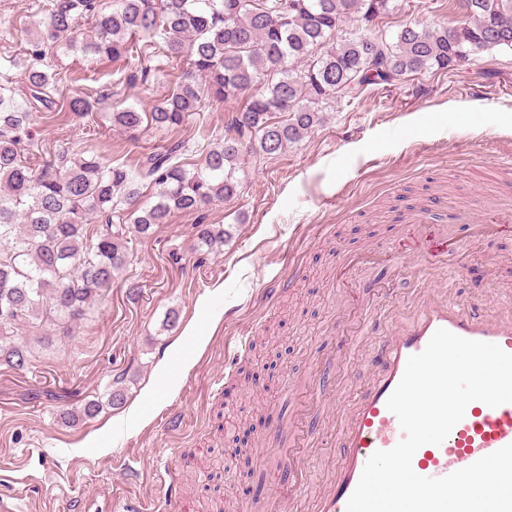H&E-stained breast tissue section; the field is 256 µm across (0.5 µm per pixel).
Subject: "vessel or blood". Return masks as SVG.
I'll list each match as a JSON object with an SVG mask.
<instances>
[{
	"label": "vessel or blood",
	"instance_id": "vessel-or-blood-1",
	"mask_svg": "<svg viewBox=\"0 0 512 512\" xmlns=\"http://www.w3.org/2000/svg\"><path fill=\"white\" fill-rule=\"evenodd\" d=\"M496 305V312L490 313L482 304L466 303L432 289L417 298L407 323L394 326L388 335L370 339L365 359L373 376L367 390L353 401L339 432L336 478L319 495L316 512H346L369 457L375 451L392 449L403 438L387 400L400 382L408 358L421 353L437 329L494 343L512 353V293L497 296ZM509 444L512 403L491 407L475 401L441 445L427 444L416 451L412 467L418 475L439 478ZM158 496L164 512H184L185 496L175 482L161 481Z\"/></svg>",
	"mask_w": 512,
	"mask_h": 512
}]
</instances>
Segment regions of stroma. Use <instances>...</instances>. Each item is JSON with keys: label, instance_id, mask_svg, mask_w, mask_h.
<instances>
[{"label": "stroma", "instance_id": "1", "mask_svg": "<svg viewBox=\"0 0 512 512\" xmlns=\"http://www.w3.org/2000/svg\"><path fill=\"white\" fill-rule=\"evenodd\" d=\"M49 0H0V58L22 54ZM463 0H398L378 28L387 37L409 23L456 26ZM53 69L79 77L95 109L150 110L173 78L152 76L157 57L137 66L147 81L126 83V59L87 58L58 48ZM233 103L204 105L184 130L199 162L224 137ZM79 120L60 110L42 120L27 155L39 167L67 147ZM168 133L128 135L99 126L89 150L118 163L165 145ZM512 52L485 53L447 73L420 74L373 86L353 102L328 106L324 122L271 158H246L240 193L204 215L178 214L153 234L133 236L125 270L95 304L93 318L71 334L56 326L19 333L31 346L28 369L0 365V476L9 477L21 512H71L91 500L95 512H122L153 494L154 474L180 482L188 512H209L221 496L260 499L265 512H313L335 464L343 411L365 391L368 338L392 328L389 311L420 288L453 285L459 297L489 298L512 289V223L476 238L466 224H410L411 207L454 206L473 194L512 209ZM223 225L224 243L199 247L197 222ZM459 248L461 262L430 265L431 255ZM298 263L295 288L274 304L265 296ZM137 283L129 291L128 283ZM180 319L164 330L166 313ZM204 327L193 366L158 404L144 402L173 348L188 329ZM254 346L224 372L228 343L242 330ZM222 378L224 389L213 381ZM123 389L122 405L94 420L65 425L58 409ZM184 423L178 434L163 421ZM252 423L259 448L231 460L224 439ZM311 429L300 463L301 494L288 500L261 479L276 468L279 441Z\"/></svg>", "mask_w": 512, "mask_h": 512}]
</instances>
